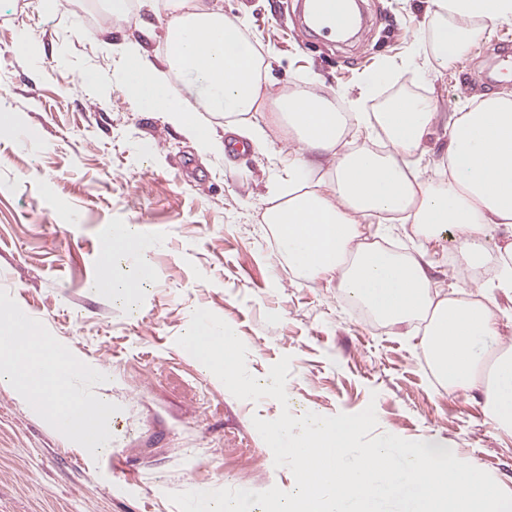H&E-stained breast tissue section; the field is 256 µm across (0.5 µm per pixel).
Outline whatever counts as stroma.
<instances>
[{
	"label": "stroma",
	"instance_id": "obj_1",
	"mask_svg": "<svg viewBox=\"0 0 512 512\" xmlns=\"http://www.w3.org/2000/svg\"><path fill=\"white\" fill-rule=\"evenodd\" d=\"M265 57L275 88L316 77L337 94H357L367 77L389 70L363 102L378 111L401 90L435 98L450 116L462 92L512 91L489 75L512 21L490 43L432 82L409 59L430 40L427 0H362L370 24L339 44L300 32L296 0H223ZM105 0H71L46 10L41 0H0V110L39 137L32 152L0 129V309L23 307L38 335L75 365L103 367L111 415L101 424L112 447L88 454L18 393L0 386V512H177L171 492L207 487L265 491L295 487L252 419L279 417L280 404L235 398L177 345L193 311L210 310L248 349L247 368L267 376L290 356L291 413L356 414L374 405L376 434L434 438L512 493V432L501 429L482 391L451 393L430 369L423 327L378 323L344 296L336 281L306 280L289 268L262 213L288 189L282 135L268 126L249 153H199L163 113L139 111L118 87L116 38L136 33L142 12L103 30ZM34 43L21 50L23 33ZM93 75L77 84L80 73ZM137 226L152 241L155 277L134 291L128 313L89 281L130 277L107 260L104 231ZM455 236L432 260L436 288L485 303L499 334L481 347H512V295L496 279L474 281L449 263Z\"/></svg>",
	"mask_w": 512,
	"mask_h": 512
}]
</instances>
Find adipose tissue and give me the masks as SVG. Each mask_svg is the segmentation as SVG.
Segmentation results:
<instances>
[{
    "instance_id": "ef3b65f1",
    "label": "adipose tissue",
    "mask_w": 512,
    "mask_h": 512,
    "mask_svg": "<svg viewBox=\"0 0 512 512\" xmlns=\"http://www.w3.org/2000/svg\"><path fill=\"white\" fill-rule=\"evenodd\" d=\"M433 16L430 51L437 70L456 67L471 45L489 39L498 23L512 20V0H429ZM146 13L142 38L117 43L119 86L149 112L166 113L171 125L214 154L233 139L257 142L265 131L250 118L266 102L288 127V196L265 209L280 252L302 278L337 280L356 305L386 323L427 320L426 347L436 380L452 392L482 389L499 425L512 431V350L490 356L479 338L497 335L498 322L483 303L433 288L427 256L446 232L460 242V266L482 263L484 238L512 227V92L464 97L448 119V177L423 180L415 158L438 116L430 97L402 95L380 112H364L359 99L336 109V92L320 82L271 93L264 83V56L239 19L225 15L220 0H139ZM162 38L156 58L146 40ZM183 79L197 94L190 110L173 89ZM219 113L223 129L201 120L199 110ZM380 129L386 152L354 147L356 134ZM403 215L420 240L415 253L393 254L371 241L374 221ZM0 385L29 400L43 395L41 409L54 420L58 396L75 399L68 431L85 428L87 413H109L106 399L76 395L81 380L101 381L56 357L48 338L27 335L6 348Z\"/></svg>"
}]
</instances>
